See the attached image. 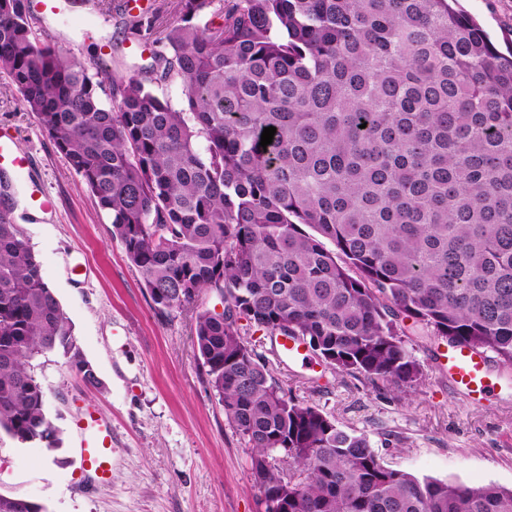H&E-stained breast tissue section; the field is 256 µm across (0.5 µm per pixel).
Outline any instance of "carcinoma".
Wrapping results in <instances>:
<instances>
[{"label":"carcinoma","instance_id":"1","mask_svg":"<svg viewBox=\"0 0 512 512\" xmlns=\"http://www.w3.org/2000/svg\"><path fill=\"white\" fill-rule=\"evenodd\" d=\"M209 12L220 22L199 23ZM125 15L149 62L106 88L51 45L28 0H0V73L96 198L155 309L192 313L265 512H512V489L388 467L366 434L292 396L238 327L398 389L424 378L410 331L512 368V49L449 0H177L170 19ZM175 81L178 106L160 92ZM6 180L0 431L53 450L31 360L60 352L98 379ZM0 512L46 510L0 495Z\"/></svg>","mask_w":512,"mask_h":512}]
</instances>
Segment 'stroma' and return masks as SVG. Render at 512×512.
Wrapping results in <instances>:
<instances>
[{"label":"stroma","mask_w":512,"mask_h":512,"mask_svg":"<svg viewBox=\"0 0 512 512\" xmlns=\"http://www.w3.org/2000/svg\"><path fill=\"white\" fill-rule=\"evenodd\" d=\"M120 4L91 0L40 27L80 62L95 44L107 45L101 79L108 85L149 61L125 33ZM460 6L495 41L512 33V0H460ZM0 133L30 156L32 178L56 201L49 212L16 208L13 219L99 380L88 385L58 353L33 360L62 443L50 451L1 432L0 495L42 503L46 512H263L249 451L193 347L190 313L157 312L96 199L1 74ZM239 328L275 378L340 425L367 434L392 468L512 488V371L498 362L490 364L496 396L475 402L454 388L443 341L410 339L425 380L404 391L337 373L315 356L307 369L281 362L264 332L244 322ZM89 408L112 431L104 489L76 464L81 436L74 421Z\"/></svg>","instance_id":"stroma-1"}]
</instances>
